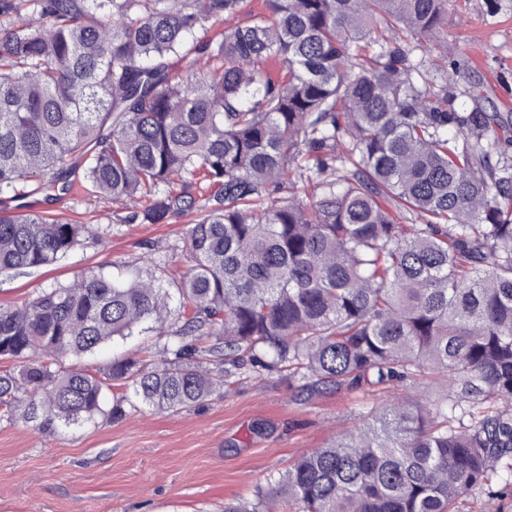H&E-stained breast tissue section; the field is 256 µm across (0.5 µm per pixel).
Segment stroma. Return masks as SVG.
Segmentation results:
<instances>
[{
	"mask_svg": "<svg viewBox=\"0 0 512 512\" xmlns=\"http://www.w3.org/2000/svg\"><path fill=\"white\" fill-rule=\"evenodd\" d=\"M449 47L466 85L497 111L512 112V0H448L443 29L416 40L412 57L430 78ZM46 196L37 194L40 210L81 213L111 232L102 243L86 234L54 271L0 274V303L100 266L114 274L142 268L148 257L171 253L187 228L181 218L116 224L111 200ZM154 341L146 333L66 365L94 371L115 357L139 360ZM381 403L361 391L307 398L284 376L264 373L178 414L141 407L118 421L46 433L21 415L0 413V512H225L250 502L256 486L292 459L361 425L363 412Z\"/></svg>",
	"mask_w": 512,
	"mask_h": 512,
	"instance_id": "35a3bbf8",
	"label": "stroma"
}]
</instances>
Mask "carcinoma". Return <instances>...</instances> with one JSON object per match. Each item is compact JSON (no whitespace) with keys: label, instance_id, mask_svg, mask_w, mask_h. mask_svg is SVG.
<instances>
[{"label":"carcinoma","instance_id":"cac0c4a2","mask_svg":"<svg viewBox=\"0 0 512 512\" xmlns=\"http://www.w3.org/2000/svg\"><path fill=\"white\" fill-rule=\"evenodd\" d=\"M448 0H0V198L35 180L174 249L0 303V407L39 430L180 413L246 374L310 393L423 384L296 457L240 512H476L512 501V113L418 81ZM28 16L29 24L20 23ZM238 23L216 37L212 29ZM187 61L176 81L168 60ZM205 69L195 70L197 59ZM277 59V77L266 64ZM79 216L0 208V272L50 268ZM164 339L98 374L61 369ZM154 333L149 332L135 339L128 340L126 343H118L112 346V342L94 355H84L80 357L69 358L65 362V368H82L95 372L103 368L113 357H125L132 359H143V347L151 343H159Z\"/></svg>","mask_w":512,"mask_h":512}]
</instances>
